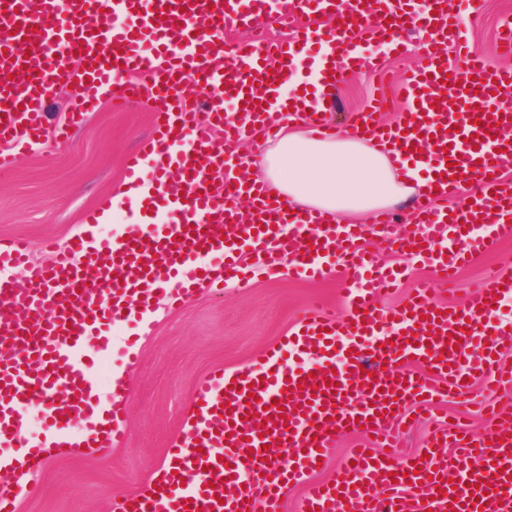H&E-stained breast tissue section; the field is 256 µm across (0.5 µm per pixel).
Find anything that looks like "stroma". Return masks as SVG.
<instances>
[{
  "mask_svg": "<svg viewBox=\"0 0 512 512\" xmlns=\"http://www.w3.org/2000/svg\"><path fill=\"white\" fill-rule=\"evenodd\" d=\"M507 20L512 21V0H482L468 18L472 49L495 65L500 62L496 32ZM379 81L366 70L347 75L333 92L335 118L367 108ZM152 113V106L142 103L116 110L105 98L68 142L48 139L35 145L0 175V236L26 238L32 261L45 262L44 239L66 241L83 230L86 212L111 205L124 184V158L149 134ZM366 246L386 264L410 271L401 288L380 296L383 306L401 304L414 279L430 273L429 266L399 256L380 239ZM492 273L512 274V238L461 271L452 301H469L475 285ZM340 288L335 275L314 282L284 266L257 268L246 282L228 285L223 293L204 288L179 309L160 302L150 319L121 323L117 344L134 340L138 356L129 377L124 440L106 459L49 461L26 480L18 512H112L114 502L143 492L166 459L198 380L220 367L232 371L261 360L311 303L337 304ZM487 401L512 414V389L497 390L479 380L465 396L420 405L422 418L407 432V448L420 449L428 432L450 419L483 432L480 407Z\"/></svg>",
  "mask_w": 512,
  "mask_h": 512,
  "instance_id": "35a3bbf8",
  "label": "stroma"
}]
</instances>
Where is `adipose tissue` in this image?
Returning a JSON list of instances; mask_svg holds the SVG:
<instances>
[{
	"instance_id": "adipose-tissue-1",
	"label": "adipose tissue",
	"mask_w": 512,
	"mask_h": 512,
	"mask_svg": "<svg viewBox=\"0 0 512 512\" xmlns=\"http://www.w3.org/2000/svg\"><path fill=\"white\" fill-rule=\"evenodd\" d=\"M285 207L335 213L341 223L410 195L418 169L357 138H321L285 123L276 144L252 160Z\"/></svg>"
}]
</instances>
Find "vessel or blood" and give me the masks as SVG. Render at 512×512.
<instances>
[{
	"label": "vessel or blood",
	"mask_w": 512,
	"mask_h": 512,
	"mask_svg": "<svg viewBox=\"0 0 512 512\" xmlns=\"http://www.w3.org/2000/svg\"><path fill=\"white\" fill-rule=\"evenodd\" d=\"M377 13L382 21L369 26ZM319 17L332 26L317 27ZM282 18L291 22L285 38L255 36ZM407 27L421 35V61L399 82L398 121L376 122L377 98L345 134L377 135L403 160L427 148L436 177L414 214L424 232L386 212L368 224L328 212L304 219L271 200L262 178L238 174L239 140L257 129L278 137L289 115L284 86L305 92L337 86L364 64L379 70L363 32L400 53L395 33ZM233 28L251 35L219 61L221 33ZM467 43L448 0H0V172L46 134L65 141L95 111L99 89L117 106L160 103L124 160L125 180L142 190L130 202L141 223L113 239L46 241L49 259L37 264L26 239L0 237V469L21 481L56 458L110 455L129 388L115 377L101 390L91 369L111 355L115 324L142 318L158 294L176 308L200 288L239 282L245 250L255 264L285 262L312 279L330 274L334 256L342 313H303L260 362L200 379L152 487L114 512H277L302 480L298 512H512V419L497 410L485 411L484 433L441 429L422 453L397 451L418 400L465 395L483 377L512 385V366L498 357L512 344V323L499 317L512 278L490 277L471 304L441 302L423 281L404 303L380 307L376 296L404 272L365 247L380 238L445 281L512 236V181L502 174L512 159V68L468 53ZM450 44L462 64L449 61ZM64 86L77 89L66 120L47 129L42 104ZM291 115L335 133L322 109ZM472 182L470 201L444 207ZM33 399L45 405L36 437L25 413ZM344 430L381 441L382 451L353 449L335 484L310 482ZM272 446L287 450V463L271 459Z\"/></svg>",
	"instance_id": "obj_1"
}]
</instances>
